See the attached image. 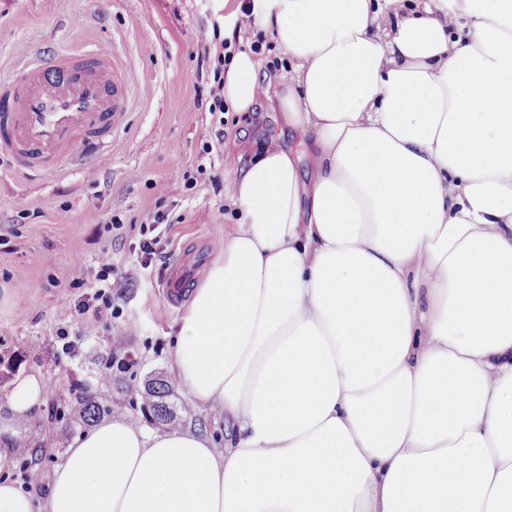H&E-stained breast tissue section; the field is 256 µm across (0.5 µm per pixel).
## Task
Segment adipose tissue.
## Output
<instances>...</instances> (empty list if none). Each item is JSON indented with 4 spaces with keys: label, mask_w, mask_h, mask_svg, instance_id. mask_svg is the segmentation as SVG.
<instances>
[{
    "label": "adipose tissue",
    "mask_w": 512,
    "mask_h": 512,
    "mask_svg": "<svg viewBox=\"0 0 512 512\" xmlns=\"http://www.w3.org/2000/svg\"><path fill=\"white\" fill-rule=\"evenodd\" d=\"M215 2L287 54L309 159L233 171L245 221L174 338L224 445L115 417L0 512H512V0ZM259 68L227 65L236 111ZM46 393L17 377L8 407Z\"/></svg>",
    "instance_id": "ef3b65f1"
}]
</instances>
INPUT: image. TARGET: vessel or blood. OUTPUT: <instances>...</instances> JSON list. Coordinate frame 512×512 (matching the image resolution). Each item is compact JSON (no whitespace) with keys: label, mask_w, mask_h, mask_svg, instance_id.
I'll use <instances>...</instances> for the list:
<instances>
[{"label":"vessel or blood","mask_w":512,"mask_h":512,"mask_svg":"<svg viewBox=\"0 0 512 512\" xmlns=\"http://www.w3.org/2000/svg\"><path fill=\"white\" fill-rule=\"evenodd\" d=\"M15 55L22 69L0 80V154L32 173L85 167L109 148L129 84L118 55L102 44L75 54L35 57L23 44Z\"/></svg>","instance_id":"b4317fda"}]
</instances>
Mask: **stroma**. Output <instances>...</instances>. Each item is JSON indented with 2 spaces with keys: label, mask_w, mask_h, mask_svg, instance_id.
<instances>
[{
  "label": "stroma",
  "mask_w": 512,
  "mask_h": 512,
  "mask_svg": "<svg viewBox=\"0 0 512 512\" xmlns=\"http://www.w3.org/2000/svg\"><path fill=\"white\" fill-rule=\"evenodd\" d=\"M221 19L213 0H0V78L13 75L15 43L33 54L112 46L128 67L132 104L109 151L85 175L64 171L32 177L0 156V428L26 440L25 456L0 469L27 489L45 491L74 440L86 432L80 395L93 396L102 418L123 415L158 431L144 398L149 380L170 378V352L188 295L171 298L163 280L195 265L199 285L225 231L242 216L229 189L239 153L254 154L270 137L294 141L280 111L260 97L254 110L226 107L224 148L213 172H199V154L215 140L208 112L197 105L196 75ZM224 55L255 49L261 70L287 69L271 30L249 27L224 35ZM219 185H212V177ZM177 216L163 252L141 269L136 231L148 213ZM117 225H109L107 216ZM111 264L119 286L112 316L95 320L75 310L83 294L74 280L94 281ZM40 375L49 392L27 419L7 407L11 381ZM184 390L170 399L176 428L209 430L224 443V419L187 406Z\"/></svg>",
  "instance_id": "1"
}]
</instances>
